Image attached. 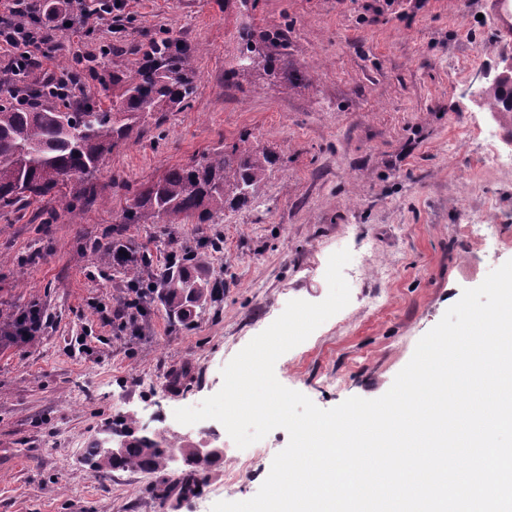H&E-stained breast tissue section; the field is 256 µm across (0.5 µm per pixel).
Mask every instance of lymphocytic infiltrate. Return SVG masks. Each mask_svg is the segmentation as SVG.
<instances>
[{
    "mask_svg": "<svg viewBox=\"0 0 512 512\" xmlns=\"http://www.w3.org/2000/svg\"><path fill=\"white\" fill-rule=\"evenodd\" d=\"M44 0H0V57H6V74L34 76L58 96H79L82 82L56 74L50 64L62 49L66 33L84 34L112 18V0H55V11Z\"/></svg>",
    "mask_w": 512,
    "mask_h": 512,
    "instance_id": "lymphocytic-infiltrate-1",
    "label": "lymphocytic infiltrate"
}]
</instances>
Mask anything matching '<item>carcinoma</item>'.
<instances>
[{
    "instance_id": "1",
    "label": "carcinoma",
    "mask_w": 512,
    "mask_h": 512,
    "mask_svg": "<svg viewBox=\"0 0 512 512\" xmlns=\"http://www.w3.org/2000/svg\"><path fill=\"white\" fill-rule=\"evenodd\" d=\"M241 40L239 64L228 72L231 78L251 70L262 57L250 34H242ZM196 52L197 48L170 37L151 41L134 71L112 74V85L121 89V94L119 104L110 108L85 96L71 100L44 89L9 90L8 96L33 98L39 106L28 109L7 100L0 102V211L45 202L55 214L77 204L88 207L97 203L99 197L89 176L102 159L131 136L143 115L164 112L169 105L192 98ZM274 163L275 155L252 145L245 133L229 148L168 169L135 195L123 210L121 223L184 224L195 219L199 224H211L224 206H247ZM210 246L214 243L202 240L194 248H180L177 262L170 263L162 278L150 284V290H158L169 315L180 321L191 317L195 308L216 293L203 275L205 249ZM138 266L135 256L123 266L129 287L144 286ZM112 435L121 440L119 453L104 443L87 449L93 472H154L168 467L175 443L167 436L147 432L128 416L112 421ZM181 448L189 477L179 481L180 490L191 495L198 487V472L209 468L211 461L200 458L189 444Z\"/></svg>"
}]
</instances>
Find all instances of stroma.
<instances>
[{
  "label": "stroma",
  "instance_id": "stroma-1",
  "mask_svg": "<svg viewBox=\"0 0 512 512\" xmlns=\"http://www.w3.org/2000/svg\"><path fill=\"white\" fill-rule=\"evenodd\" d=\"M483 11L482 0H115L111 26L65 37L61 57L84 53L85 92L105 103L117 91L100 75L130 71L161 36L199 47L196 92L107 155L94 175L104 204L0 214V512H211L252 498L288 444L284 429L258 455L228 443L190 496L151 492L178 481L180 461L102 483L85 450L120 414L194 444L221 430L215 420L184 428L174 411L217 393L232 349L289 301H323L328 259L342 249L365 261L349 304L275 375L323 409L389 390L463 289L512 259V170L486 167L478 139L489 124L478 91L504 54ZM274 31L283 44L265 42ZM245 32L272 62L227 79ZM244 133L276 156L249 206L212 224L121 223L141 188ZM475 221L496 234L461 233ZM212 238L208 274L223 294L186 324L152 301L137 328L121 329L111 311L125 276L102 263L99 244L128 243L155 279L170 250ZM34 308L41 330L21 341L12 323ZM241 454L249 483L225 482Z\"/></svg>",
  "mask_w": 512,
  "mask_h": 512
}]
</instances>
